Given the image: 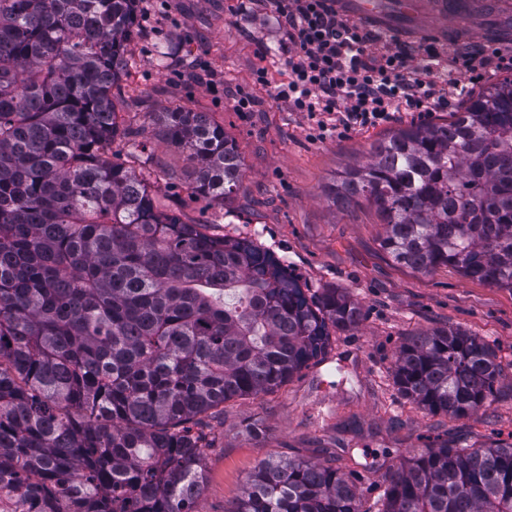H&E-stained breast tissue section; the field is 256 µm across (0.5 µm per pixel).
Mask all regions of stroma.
I'll list each match as a JSON object with an SVG mask.
<instances>
[{
  "instance_id": "stroma-1",
  "label": "stroma",
  "mask_w": 512,
  "mask_h": 512,
  "mask_svg": "<svg viewBox=\"0 0 512 512\" xmlns=\"http://www.w3.org/2000/svg\"><path fill=\"white\" fill-rule=\"evenodd\" d=\"M491 2L474 25L449 23L437 44L442 58L471 44L512 49V36L498 35L512 0ZM128 49L122 134L113 149L145 178L161 210L212 235L251 239L311 293L346 289L365 313L358 328L333 333L325 355L277 391L227 401L204 417L214 446L205 454L198 512H229L259 462L288 457L336 466L358 487L363 512H377L391 456H411L434 441L452 448L511 442L512 290L449 265L424 274L397 263L381 247L375 209H338L324 190L347 166L366 161L376 141L449 120L512 71L486 69L464 94L449 93L447 109L403 112L390 123L322 139L313 121L273 94V84L287 77L288 38L268 0H141ZM260 68L269 86L254 84ZM242 94L254 98L252 111H235ZM165 110L206 112L223 125L243 163L231 197H190L194 164L154 123ZM135 142L146 151L132 159ZM448 326L481 338L504 367L490 405L460 419L427 413L393 383L402 341Z\"/></svg>"
}]
</instances>
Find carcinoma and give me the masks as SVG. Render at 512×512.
Returning a JSON list of instances; mask_svg holds the SVG:
<instances>
[{
  "mask_svg": "<svg viewBox=\"0 0 512 512\" xmlns=\"http://www.w3.org/2000/svg\"><path fill=\"white\" fill-rule=\"evenodd\" d=\"M140 0H0V501L11 512H198L202 416L272 392L363 320L343 288L308 295L267 250L161 212L115 161ZM225 198L242 161L206 112H159ZM364 201L382 248L429 273L512 290V81L450 120L371 145L327 186ZM504 368L454 327L408 336L397 391L431 414L485 407ZM377 512H512V443L433 444L385 475ZM230 512H361L336 468L265 460Z\"/></svg>",
  "mask_w": 512,
  "mask_h": 512,
  "instance_id": "obj_1",
  "label": "carcinoma"
}]
</instances>
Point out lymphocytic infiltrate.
Listing matches in <instances>:
<instances>
[{"label":"lymphocytic infiltrate","instance_id":"1","mask_svg":"<svg viewBox=\"0 0 512 512\" xmlns=\"http://www.w3.org/2000/svg\"><path fill=\"white\" fill-rule=\"evenodd\" d=\"M288 29V78L275 88L293 111L315 119L319 132L339 134L373 128L400 111L432 112L448 106L445 86L460 76L478 78L488 64L512 69V53L478 50L457 56L459 76L447 79L440 65H418L405 48L370 51L373 36L343 20L335 0H273Z\"/></svg>","mask_w":512,"mask_h":512}]
</instances>
